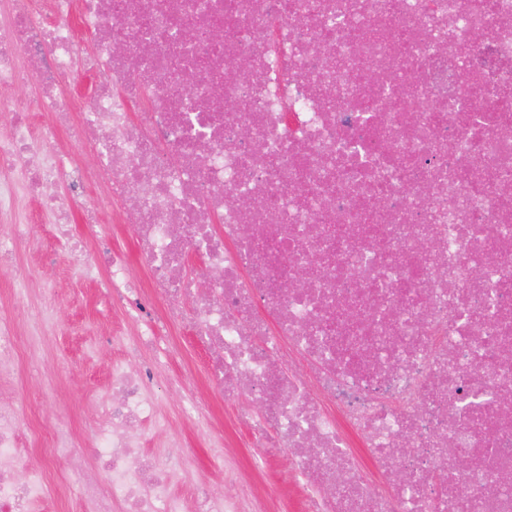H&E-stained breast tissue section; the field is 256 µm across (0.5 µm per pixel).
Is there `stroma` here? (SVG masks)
Instances as JSON below:
<instances>
[{
	"instance_id": "stroma-1",
	"label": "stroma",
	"mask_w": 512,
	"mask_h": 512,
	"mask_svg": "<svg viewBox=\"0 0 512 512\" xmlns=\"http://www.w3.org/2000/svg\"><path fill=\"white\" fill-rule=\"evenodd\" d=\"M18 216L31 225L33 241L18 245L12 263L0 265V312L11 313L17 304L14 272L20 266L32 273L27 305L36 308L49 300L57 313L50 341L41 350L24 354L27 362L40 369V376L30 378L20 371L12 380L0 383V406L10 403L15 395H24L41 427L40 446H33L25 434L21 449L33 460H40L53 432L62 427L71 430L75 442L88 444L92 437L90 402L106 391L112 360L148 363L160 352L164 355L162 379L179 380L184 385L183 390L165 391L160 396V412L179 433L186 455L185 467L176 480L177 490L190 492L198 481L206 480L215 495L245 493L252 512H303L297 488L283 479L286 457L268 454L251 444L247 428L238 420L241 410L251 405V397L228 401L209 386L208 353L194 343L188 330L176 329L171 336L159 337L152 352L136 353L127 345V337L138 326L107 303L100 291L101 271L92 260L105 245L136 260V238L122 224L119 213H102L97 234L82 255L69 249L70 237L84 232L81 222L69 224L68 234H61L53 216L40 212L38 201L27 195L20 200ZM94 341L99 348L91 358L87 347ZM188 392L210 413L211 428L184 424L182 405ZM217 433L224 438V459L220 462L210 455Z\"/></svg>"
}]
</instances>
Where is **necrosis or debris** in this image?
Listing matches in <instances>:
<instances>
[{"instance_id": "4bbe7bcc", "label": "necrosis or debris", "mask_w": 512, "mask_h": 512, "mask_svg": "<svg viewBox=\"0 0 512 512\" xmlns=\"http://www.w3.org/2000/svg\"><path fill=\"white\" fill-rule=\"evenodd\" d=\"M10 2L0 219L23 190L68 224L97 186L147 274L97 255L105 298L163 302L133 349L189 329L209 383L257 401L240 420L287 455L306 512H512V0ZM22 48L31 99L9 93ZM78 66L87 102L62 90ZM191 251L207 287L184 273ZM300 271L308 287L286 289ZM50 312L0 317V376ZM153 381L113 362L89 447L55 435L62 489L20 447L26 399L1 406L0 512L55 493L78 512H247L205 481L175 493L177 457L139 451L138 431L170 427Z\"/></svg>"}]
</instances>
